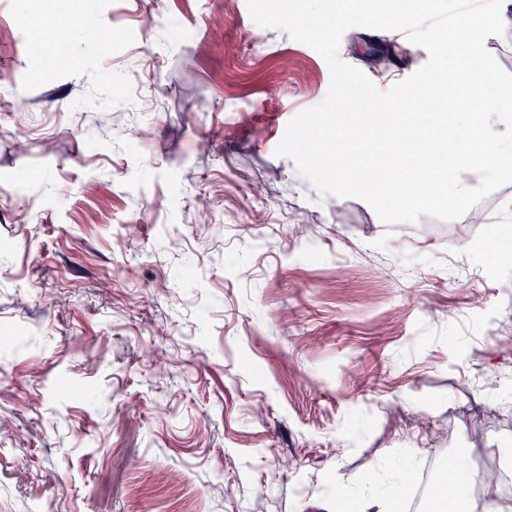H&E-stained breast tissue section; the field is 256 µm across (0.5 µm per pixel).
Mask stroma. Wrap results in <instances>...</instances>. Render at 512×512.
I'll list each match as a JSON object with an SVG mask.
<instances>
[{
  "instance_id": "obj_1",
  "label": "stroma",
  "mask_w": 512,
  "mask_h": 512,
  "mask_svg": "<svg viewBox=\"0 0 512 512\" xmlns=\"http://www.w3.org/2000/svg\"><path fill=\"white\" fill-rule=\"evenodd\" d=\"M255 29L246 0H0V185L31 204L0 203V370L27 400L0 512H352L451 455L499 472L468 512L512 506V184L483 224L321 195L276 148L329 67ZM339 55L382 90L428 60L366 27Z\"/></svg>"
}]
</instances>
